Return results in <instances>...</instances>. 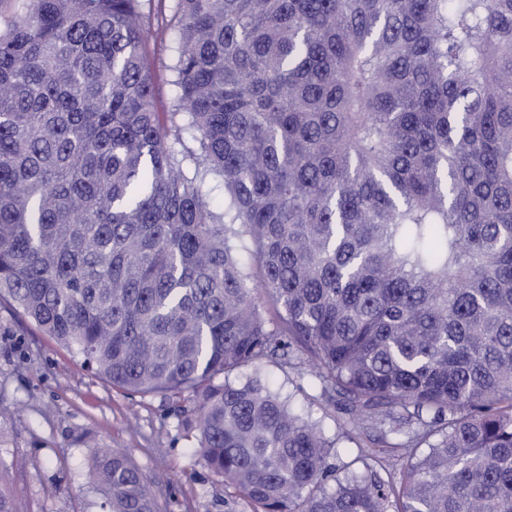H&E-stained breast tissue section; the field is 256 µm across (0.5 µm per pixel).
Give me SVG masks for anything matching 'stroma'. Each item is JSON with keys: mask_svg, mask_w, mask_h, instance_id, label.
Wrapping results in <instances>:
<instances>
[{"mask_svg": "<svg viewBox=\"0 0 512 512\" xmlns=\"http://www.w3.org/2000/svg\"><path fill=\"white\" fill-rule=\"evenodd\" d=\"M173 0H152L144 43L155 87L154 108L169 111L175 88L167 69L176 24ZM262 373L273 389L293 395L296 406L333 427L313 401L308 378L275 362ZM189 399L128 395L95 377L79 357L44 336L0 301V410L8 413L0 438V464L8 466L18 512H101L88 475L89 435L123 450L149 477L167 488L163 512H255L253 504L212 474L178 426Z\"/></svg>", "mask_w": 512, "mask_h": 512, "instance_id": "obj_1", "label": "stroma"}]
</instances>
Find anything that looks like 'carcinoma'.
<instances>
[{"mask_svg":"<svg viewBox=\"0 0 512 512\" xmlns=\"http://www.w3.org/2000/svg\"><path fill=\"white\" fill-rule=\"evenodd\" d=\"M175 9L162 116L142 0L5 20L0 300L113 386L189 395L258 512H512V0ZM300 359L333 438L258 373ZM89 472L103 512H162L120 449Z\"/></svg>","mask_w":512,"mask_h":512,"instance_id":"cac0c4a2","label":"carcinoma"}]
</instances>
